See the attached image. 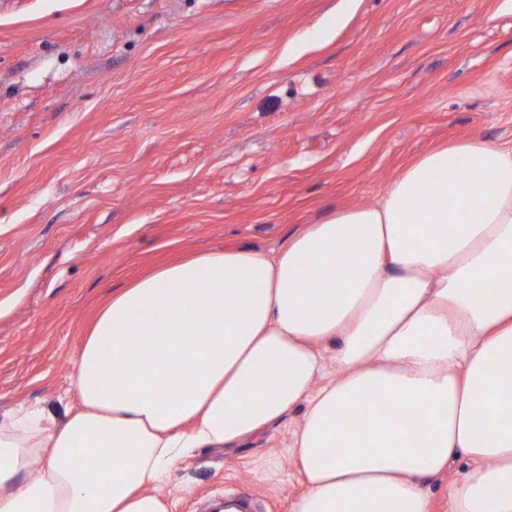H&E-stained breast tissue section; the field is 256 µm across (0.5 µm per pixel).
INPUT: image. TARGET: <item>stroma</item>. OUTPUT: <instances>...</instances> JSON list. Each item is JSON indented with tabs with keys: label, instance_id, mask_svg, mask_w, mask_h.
<instances>
[{
	"label": "stroma",
	"instance_id": "1",
	"mask_svg": "<svg viewBox=\"0 0 512 512\" xmlns=\"http://www.w3.org/2000/svg\"><path fill=\"white\" fill-rule=\"evenodd\" d=\"M512 143V0H0V414L76 407L70 358L171 261L272 253L453 142ZM304 407L160 492L294 512Z\"/></svg>",
	"mask_w": 512,
	"mask_h": 512
}]
</instances>
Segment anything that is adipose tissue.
I'll return each mask as SVG.
<instances>
[{
    "instance_id": "obj_1",
    "label": "adipose tissue",
    "mask_w": 512,
    "mask_h": 512,
    "mask_svg": "<svg viewBox=\"0 0 512 512\" xmlns=\"http://www.w3.org/2000/svg\"><path fill=\"white\" fill-rule=\"evenodd\" d=\"M506 365L512 145L435 148L274 254L228 246L115 292L72 362L77 408L0 424V512H168L157 488L185 452L301 405L294 512H432L424 486L454 461L448 512H512Z\"/></svg>"
}]
</instances>
